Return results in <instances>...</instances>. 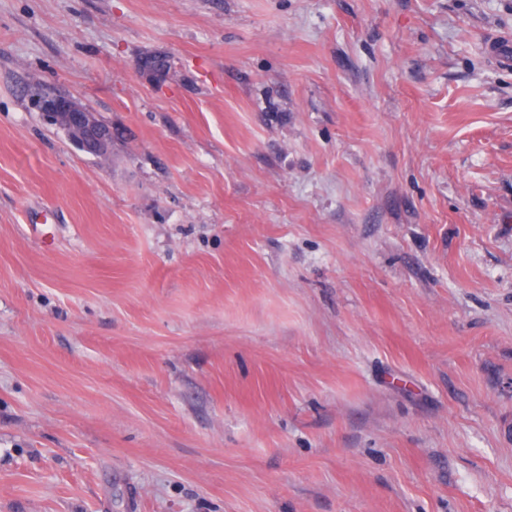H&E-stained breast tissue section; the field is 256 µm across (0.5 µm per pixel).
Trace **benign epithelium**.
Returning <instances> with one entry per match:
<instances>
[{
  "mask_svg": "<svg viewBox=\"0 0 512 512\" xmlns=\"http://www.w3.org/2000/svg\"><path fill=\"white\" fill-rule=\"evenodd\" d=\"M31 102L46 124L66 130L85 152L104 156L111 151V129L71 94L39 83L32 88Z\"/></svg>",
  "mask_w": 512,
  "mask_h": 512,
  "instance_id": "1",
  "label": "benign epithelium"
}]
</instances>
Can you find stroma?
<instances>
[{"label":"stroma","mask_w":512,"mask_h":512,"mask_svg":"<svg viewBox=\"0 0 512 512\" xmlns=\"http://www.w3.org/2000/svg\"><path fill=\"white\" fill-rule=\"evenodd\" d=\"M505 34L512 0H0V512H512ZM31 102L46 124L66 130L85 152L104 156L111 151V129L71 94L39 83L32 88Z\"/></svg>","instance_id":"obj_1"}]
</instances>
